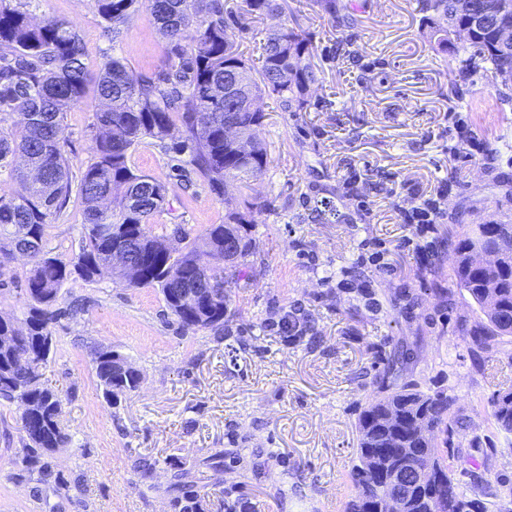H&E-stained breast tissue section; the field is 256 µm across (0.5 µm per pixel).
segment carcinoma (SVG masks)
I'll list each match as a JSON object with an SVG mask.
<instances>
[{"mask_svg":"<svg viewBox=\"0 0 512 512\" xmlns=\"http://www.w3.org/2000/svg\"><path fill=\"white\" fill-rule=\"evenodd\" d=\"M139 0H96L97 12L112 39L137 12ZM426 25L438 49L445 52L456 29H470L469 45L456 55L460 73L483 64L508 84L512 82V47L496 40L491 25H475L470 7L480 0H420ZM150 24L165 39L163 66L152 74L133 77L118 57L110 58L93 78L86 72L81 35L55 18L33 21L18 8L0 5V169L13 183L0 193V268L16 254L26 256L31 268L26 294L31 301L23 322L0 317V399L18 404L26 435L25 459L33 467L44 452L71 442L62 426V402L44 387L42 370L52 348V327L61 315L60 290L70 280L87 283L112 276V225L124 224L126 233L155 245L165 236L153 233L149 221L162 211L167 191L163 184L136 172L128 163L131 148L145 138L171 141L170 149L188 155V163L211 185L243 183L261 175L268 164L266 145L254 135L264 114L259 101L275 98L283 112H301L308 90L319 77L307 62L311 43L302 33L282 23L270 29L261 46L260 66L244 56L226 35L232 10L225 0H148ZM282 0H245V14L255 18L281 16ZM239 88L224 95V75ZM94 83L101 108L94 113L93 158L81 169L78 191L85 204L79 253L65 263L49 256L44 238L48 218L61 210L72 191L66 154L64 114L84 102ZM21 122L11 123L14 114ZM238 128L250 149L241 155L236 143L224 138V125ZM120 198L119 209L112 208ZM263 206L250 203L222 224H212L180 251L157 248L143 266L139 286L161 289L166 307L178 324L200 331L221 324L226 310L224 263H239L249 255V225ZM512 226L489 219L466 224L448 249L454 284L464 289L487 323L471 330L480 351H492L505 336L512 337V251L493 266L473 259L479 241L489 247ZM209 261L201 265L199 257ZM177 279L215 283V300L203 293L182 309L167 290ZM413 352L401 346L386 359L376 380L374 395L358 415L356 460L349 471L352 494L344 512H367L368 505L395 493L394 481L405 474L409 488L395 500L396 512H490L498 497L481 484L467 493L455 479L448 456L453 425L458 423L456 398L443 391H423L415 382L398 383ZM96 376L109 407L140 385L132 365L119 370L112 351L95 355ZM488 424L496 433L512 435V390L489 400ZM432 462L433 477L422 478L413 466ZM172 471L168 490L175 493V512H205L204 499L191 489L182 462H168Z\"/></svg>","mask_w":512,"mask_h":512,"instance_id":"cac0c4a2","label":"carcinoma"}]
</instances>
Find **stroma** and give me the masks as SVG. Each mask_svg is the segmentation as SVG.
<instances>
[{"label": "stroma", "instance_id": "stroma-1", "mask_svg": "<svg viewBox=\"0 0 512 512\" xmlns=\"http://www.w3.org/2000/svg\"><path fill=\"white\" fill-rule=\"evenodd\" d=\"M33 18L68 21L85 66L112 57L133 76L157 72L166 43L146 14L109 41L95 0H9ZM328 16L313 0H285L280 19L230 24L227 36L257 57L267 29L285 22L308 34L320 82L304 112L264 99L258 138L265 172L241 187H212L151 138L129 163L161 182L167 203L155 233L200 235L250 202L267 208L250 230L252 253L224 269V322L181 330L157 287L102 279L70 281L42 381L63 404L68 447L23 461L21 411L0 404V512H174L166 491L175 456L206 494V512H343L357 447L359 407L393 346L415 352L403 376L456 397L460 421L449 448L465 488L491 476L512 490V445L488 436L487 398L512 387V337L481 358L468 334L484 315L452 284L451 236L488 216L512 222V85L490 68L463 76L452 54L424 32L417 0H336ZM349 16L353 25H340ZM94 94L64 118L74 168L90 161ZM440 193L435 232L404 223L405 209ZM79 194L48 220L46 249L79 252ZM29 266L0 269V316L22 319ZM306 320L283 338L282 315ZM109 348L141 375L139 388L108 407L95 352ZM224 469L205 465L214 450ZM155 464L143 475V463Z\"/></svg>", "mask_w": 512, "mask_h": 512}]
</instances>
